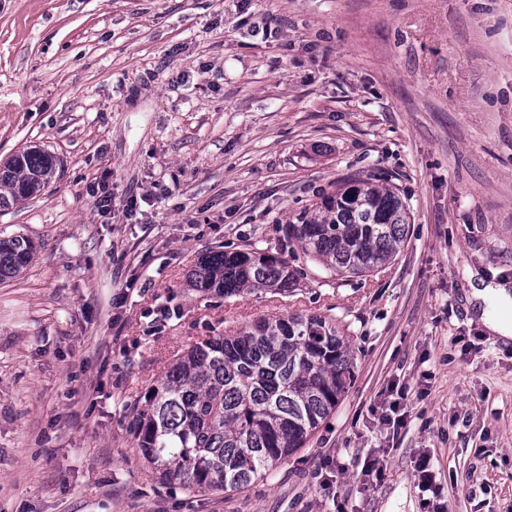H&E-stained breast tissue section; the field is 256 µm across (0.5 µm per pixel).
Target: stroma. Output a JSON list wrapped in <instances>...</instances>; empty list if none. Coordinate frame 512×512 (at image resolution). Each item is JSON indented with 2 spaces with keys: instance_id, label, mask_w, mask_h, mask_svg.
Instances as JSON below:
<instances>
[{
  "instance_id": "1",
  "label": "stroma",
  "mask_w": 512,
  "mask_h": 512,
  "mask_svg": "<svg viewBox=\"0 0 512 512\" xmlns=\"http://www.w3.org/2000/svg\"><path fill=\"white\" fill-rule=\"evenodd\" d=\"M33 145L58 169L0 212L37 246L0 283V512H512V345L468 303L512 285V0H0V162ZM366 176L400 192L404 244L320 281L281 227ZM247 243L297 289L189 290L200 254ZM287 312L355 353L334 412L242 490L161 484L130 407L200 338Z\"/></svg>"
}]
</instances>
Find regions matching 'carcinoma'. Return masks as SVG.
Returning <instances> with one entry per match:
<instances>
[{
	"mask_svg": "<svg viewBox=\"0 0 512 512\" xmlns=\"http://www.w3.org/2000/svg\"><path fill=\"white\" fill-rule=\"evenodd\" d=\"M57 166L31 147L0 164V211L37 196ZM409 213L395 187L350 179L315 213L288 224L284 239L337 274L360 277L398 253ZM34 241L0 236V281L19 276ZM302 272L252 244L200 256L188 273L204 296L286 291ZM354 357L336 321L287 313L261 318L232 336H210L179 355L146 405L129 412L134 447L167 485L234 491L304 447L354 379Z\"/></svg>",
	"mask_w": 512,
	"mask_h": 512,
	"instance_id": "carcinoma-1",
	"label": "carcinoma"
}]
</instances>
